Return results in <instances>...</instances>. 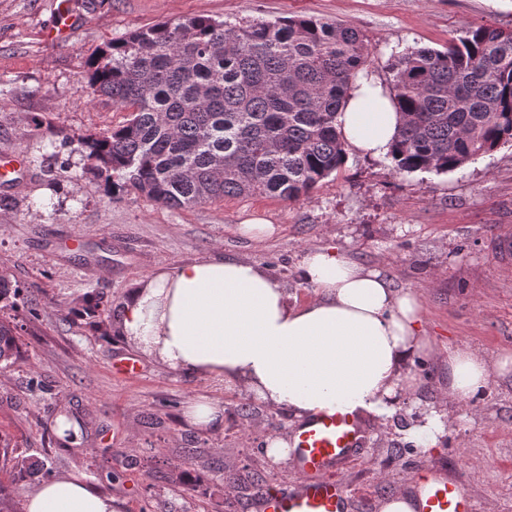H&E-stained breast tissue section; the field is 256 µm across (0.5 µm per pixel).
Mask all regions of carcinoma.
Listing matches in <instances>:
<instances>
[{"instance_id":"carcinoma-1","label":"carcinoma","mask_w":512,"mask_h":512,"mask_svg":"<svg viewBox=\"0 0 512 512\" xmlns=\"http://www.w3.org/2000/svg\"><path fill=\"white\" fill-rule=\"evenodd\" d=\"M394 55L396 172L448 173L512 143V31L479 26L443 50ZM368 57L359 30L313 18L199 16L135 31L90 62L92 94L130 115L83 138L88 170L111 196L175 209L256 193L295 202L345 163L336 115ZM17 330L0 319L7 366Z\"/></svg>"}]
</instances>
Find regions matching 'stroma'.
Returning <instances> with one entry per match:
<instances>
[{"instance_id":"35a3bbf8","label":"stroma","mask_w":512,"mask_h":512,"mask_svg":"<svg viewBox=\"0 0 512 512\" xmlns=\"http://www.w3.org/2000/svg\"><path fill=\"white\" fill-rule=\"evenodd\" d=\"M69 9L77 25L56 41V0H0V156L25 162L20 179L0 185V277L19 287L0 317L19 325L21 347L0 368V437L29 465L0 476L11 512L61 472L85 474L125 512H250L258 488L293 485L292 463L263 452L267 438L290 432L286 412L146 358L139 376L114 375L112 362L134 354L117 318L137 280L215 252L257 263L290 301L307 302L315 291L300 262L327 247L418 293L433 348L410 364L417 396L402 397L392 415H365L368 443L342 474L350 512H379L422 464L461 478L477 507L512 512V377L478 399L446 394L448 350L512 353V255L503 246L512 236V147L442 174L401 175L387 159L350 154L294 203L247 194L172 209L135 193L107 196L80 144L126 118L92 98L89 58L159 22L338 21L365 35L368 68L387 83L393 51L441 50L480 25L512 30V0H69ZM250 217L275 234L242 235ZM201 397L223 405L221 428L186 419ZM434 408L447 429L425 451L411 428ZM62 411L81 428L78 444L56 432Z\"/></svg>"}]
</instances>
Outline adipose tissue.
<instances>
[{
    "mask_svg": "<svg viewBox=\"0 0 512 512\" xmlns=\"http://www.w3.org/2000/svg\"><path fill=\"white\" fill-rule=\"evenodd\" d=\"M399 115L387 87L361 70L337 114L354 153L383 157ZM302 276L315 295L292 304L259 265L220 256L161 266L123 303L119 327L134 349L173 371L242 388L297 421L343 411L382 416L414 392L408 368L429 355L416 292L329 249L305 254ZM512 371V355L489 363L448 353V395L474 399ZM23 512H122V503L84 475L61 473L25 495Z\"/></svg>",
    "mask_w": 512,
    "mask_h": 512,
    "instance_id": "1",
    "label": "adipose tissue"
}]
</instances>
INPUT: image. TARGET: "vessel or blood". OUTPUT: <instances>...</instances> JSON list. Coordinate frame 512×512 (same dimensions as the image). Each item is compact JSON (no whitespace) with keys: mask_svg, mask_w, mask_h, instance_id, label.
I'll list each match as a JSON object with an SVG mask.
<instances>
[{"mask_svg":"<svg viewBox=\"0 0 512 512\" xmlns=\"http://www.w3.org/2000/svg\"><path fill=\"white\" fill-rule=\"evenodd\" d=\"M365 438L360 417L340 411L318 414L296 428L291 460L298 482L290 490H262L255 512H345L349 491L331 474L354 457ZM417 512H475V504L459 478L438 477L423 485Z\"/></svg>","mask_w":512,"mask_h":512,"instance_id":"b4317fda","label":"vessel or blood"}]
</instances>
